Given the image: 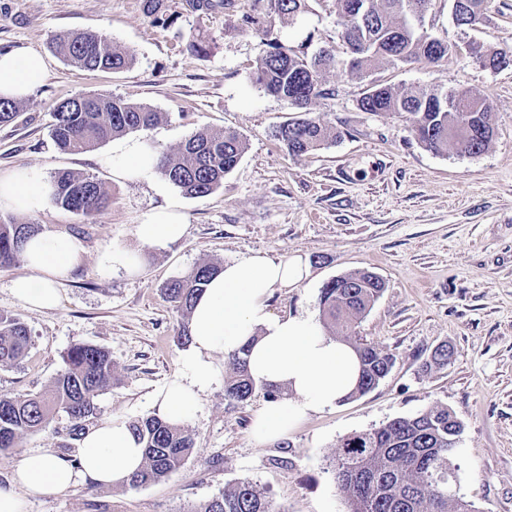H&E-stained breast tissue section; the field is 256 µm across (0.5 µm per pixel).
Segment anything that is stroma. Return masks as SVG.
Wrapping results in <instances>:
<instances>
[{"mask_svg": "<svg viewBox=\"0 0 512 512\" xmlns=\"http://www.w3.org/2000/svg\"><path fill=\"white\" fill-rule=\"evenodd\" d=\"M251 0L204 13L190 0H161L158 16L144 0H0V50L29 47L48 65L45 83L20 100L17 119L0 126V173L17 167L44 177L68 170L96 176L112 202L84 217L50 204L21 224L71 239L79 259L60 284L61 304L35 311L11 293L23 263L0 269V313L29 329L31 345L18 363L0 365V394H37L62 369L78 343L107 350L112 380L97 398L96 426L112 414L135 421L149 416L154 393L178 371L185 347L180 315L164 284L194 266L216 265L260 252L273 259L306 257L312 275L298 288L275 292L278 315H319L320 290L329 280L360 270L386 288L351 330L355 339L395 357L390 373L362 396L309 415L287 438L259 443L252 421L268 397L228 399L223 385L202 394L185 426L195 453L162 481L133 488L78 484L63 497L30 500L27 512H192L241 479L253 481L278 512H348L332 471L345 436L368 432L399 417L445 406L462 424L453 453L460 494L478 512H512V67L491 70L461 40L512 52V0H491L486 19L463 32L452 0H433L428 33L455 43L441 62L385 65L362 77L348 75L342 28L321 0L295 24L271 16L272 36L290 46L335 48L337 65L323 79L334 94L315 108L343 138L314 153L292 157L274 129L298 110L251 79L261 36L246 16ZM95 31L134 57L120 72H89L58 57L53 35ZM206 53H195L192 41ZM399 88H465L491 106L497 130L490 148L469 157L436 154L396 114L361 111L370 83ZM103 95L146 105L161 122L146 137L173 151L200 130L234 131L247 148L222 187L189 197L158 174L115 178L97 161L99 150L60 151L51 137L56 105L77 95ZM182 212L188 229L179 240L143 248L137 226L155 209ZM112 247L140 252L137 273L101 266ZM448 345L453 356L426 369L432 352ZM65 413L46 429L22 435L17 449L0 454V484L19 454L53 448L76 454L81 438Z\"/></svg>", "mask_w": 512, "mask_h": 512, "instance_id": "stroma-1", "label": "stroma"}]
</instances>
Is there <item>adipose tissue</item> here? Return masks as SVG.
<instances>
[{
    "mask_svg": "<svg viewBox=\"0 0 512 512\" xmlns=\"http://www.w3.org/2000/svg\"><path fill=\"white\" fill-rule=\"evenodd\" d=\"M48 75V64L37 51L21 47L0 55V96L19 100L31 94ZM158 149L145 139L126 141L100 162L118 176H150L157 171ZM53 187L35 171L19 167L0 174V210L34 214L49 201ZM187 230L172 209L151 213L137 229L143 245L155 246L181 238ZM26 274L11 284L14 298L33 310L59 304L58 281L78 257L70 239L38 234L22 246ZM311 275L302 255L272 260L253 253L227 262L197 298L190 318L192 340L180 357L174 379L160 389L152 406L163 420L188 419L198 397L218 384L222 371L212 357L248 349L247 366L261 386L285 388L286 396L268 401L251 428L260 443L287 437L308 415L333 408L355 389L359 362L353 349L327 336L309 314L279 316L268 307L278 290L300 287ZM144 464L142 441L127 417L113 414L88 430L76 460L53 448H32L18 459L10 483L0 485V512H26L28 499L64 496L79 482L123 485Z\"/></svg>",
    "mask_w": 512,
    "mask_h": 512,
    "instance_id": "1",
    "label": "adipose tissue"
}]
</instances>
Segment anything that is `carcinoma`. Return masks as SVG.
I'll return each instance as SVG.
<instances>
[{"mask_svg": "<svg viewBox=\"0 0 512 512\" xmlns=\"http://www.w3.org/2000/svg\"><path fill=\"white\" fill-rule=\"evenodd\" d=\"M343 27V39L352 76H361L383 64L408 65L419 61L437 63L454 45L432 37L424 30L425 15L432 0H326ZM486 0H459L455 17L459 27H473L484 18ZM308 0H252L248 24L260 27L270 14L294 18L304 13ZM54 48L63 59L89 71H121L133 55L112 46L105 37L82 32L55 38ZM489 68L512 64V54L487 47ZM336 54L329 48L309 51L303 44L294 49L277 38H264L251 77L266 93L294 105L303 117L279 125L274 138L291 156H301L334 143L342 137L336 127L313 116V105L334 95L323 86L321 76L335 67ZM363 112L398 114L411 123L419 142L429 151L443 154L452 148L469 157L484 153L492 144L496 127L485 100L466 89L442 91L421 88L403 91L375 84L359 101ZM19 103L0 98V125L15 120ZM160 113L120 98L78 96L61 101L54 110L52 138L64 152L93 150L110 139L131 132L148 131ZM462 126V139L448 131ZM246 142L233 131H198L175 153L159 154L157 170L190 197L207 196L224 183L238 164ZM51 202L83 216L105 209L110 196L102 182L90 175L58 171L52 176ZM39 233L34 224H18L0 218V268L21 258V244ZM219 267L202 264L171 279L164 288L169 301L186 318L179 326V341L191 342L189 322L193 301ZM382 278L367 271L345 274L327 282L320 291L319 306L324 324L350 341L361 366L353 395H363L385 378L394 357L384 350L352 339L347 334L381 296ZM31 342L28 327L20 320L0 314V364L21 360ZM232 373L224 381L225 395L248 400L256 389L246 369L245 358L231 355ZM66 367L48 389L39 394H0V451L12 450L18 438L45 428L60 412L76 426L96 414L95 398L112 379L109 353L90 344H75L65 357ZM132 428L144 443L145 465L130 482L133 487L160 481L177 470L195 452L192 434L155 416L144 417ZM461 433V424L446 407H435L413 417L393 419L369 432L342 439L334 465V477L349 504L348 512H478L457 492L456 469L451 454ZM193 512H276L272 502L248 479L237 482L195 508Z\"/></svg>", "mask_w": 512, "mask_h": 512, "instance_id": "obj_1", "label": "carcinoma"}]
</instances>
